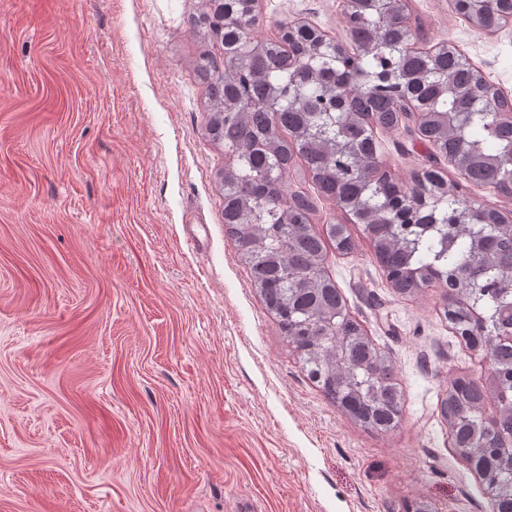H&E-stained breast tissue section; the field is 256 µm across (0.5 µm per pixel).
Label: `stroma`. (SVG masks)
Returning <instances> with one entry per match:
<instances>
[{
	"mask_svg": "<svg viewBox=\"0 0 512 512\" xmlns=\"http://www.w3.org/2000/svg\"><path fill=\"white\" fill-rule=\"evenodd\" d=\"M422 46L454 45L512 97V25L406 0ZM202 0H0V512H492L452 448L450 379L488 364L395 293L360 225L327 266L391 358L403 420L360 426L309 380L224 232V149L206 132ZM274 37H347L340 0H258ZM403 184L428 152L383 134Z\"/></svg>",
	"mask_w": 512,
	"mask_h": 512,
	"instance_id": "1",
	"label": "stroma"
}]
</instances>
